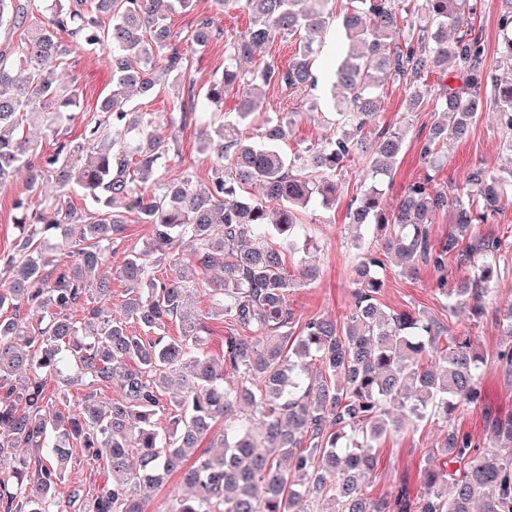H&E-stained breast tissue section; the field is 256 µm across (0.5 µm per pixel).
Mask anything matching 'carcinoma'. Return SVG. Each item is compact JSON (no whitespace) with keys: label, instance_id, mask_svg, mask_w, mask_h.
I'll return each instance as SVG.
<instances>
[{"label":"carcinoma","instance_id":"cac0c4a2","mask_svg":"<svg viewBox=\"0 0 512 512\" xmlns=\"http://www.w3.org/2000/svg\"><path fill=\"white\" fill-rule=\"evenodd\" d=\"M498 24L499 57L512 65V0ZM214 10H241L245 34L224 45V71L204 92L185 80V52L216 38L213 19L187 31L170 16L194 0H0V30L20 32L0 50V184L21 175L30 192L55 189L32 202L15 201L16 249L0 256V512H145L171 475L186 493L165 512H512V417L497 419V445L474 456L470 434L449 419L462 404L482 400L483 357L469 336L446 337L435 319L387 312L378 296V270L390 261L404 270L423 263L440 273L448 309L471 306L496 274L500 239L476 232L512 187L485 168L472 169L454 199L433 187L435 159L464 137L489 105L512 131V75L485 65L470 0H212ZM342 27L346 48L335 70L338 92L322 110L310 106L330 133L290 156L292 114L261 115L266 87L277 84L313 96L317 40ZM292 37L296 49L281 68L261 49ZM112 55V88L101 118L78 141L62 138L79 90L62 80L74 51ZM453 65L462 84L435 95L444 120L424 137V175L408 184L394 210L383 185L392 178L405 135L377 125L380 90L388 82L414 88L407 106L429 93L424 80ZM174 88L166 118L142 112L134 97L153 95L155 73ZM224 120L186 112L202 98ZM198 124L200 151L211 158L207 183L186 173L163 176L176 125ZM39 128L53 142L45 152L31 139ZM369 157L364 183L348 203V226L361 250L354 268L350 315L342 322L311 318L293 334L288 295L299 280L285 255L313 246L302 214L336 206L348 163ZM81 193L86 209L69 203ZM450 210L451 231L438 243L430 225ZM149 224L151 242L127 252L117 276L127 300L120 317L99 306L111 293L106 269L126 224ZM379 240L369 248L362 232ZM69 263L55 268L52 255ZM469 265L473 277L452 287L448 260ZM166 268L170 275L155 276ZM216 271L207 315L190 306ZM84 312V321L73 318ZM43 327L28 331L29 312ZM231 326L218 357L205 353L204 319ZM183 334L165 335L168 322ZM143 333L130 330L133 325ZM55 382L54 392L47 385ZM119 389L103 401L98 391ZM84 397L70 407L69 394ZM169 426H158L157 416ZM448 425L437 456L421 470L424 496L401 487L391 497L368 496L376 448L424 420ZM211 449L194 455L219 421ZM80 444L89 462L112 475L93 491L74 487L61 498ZM459 468L449 471L447 465Z\"/></svg>","mask_w":512,"mask_h":512}]
</instances>
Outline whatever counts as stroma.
I'll use <instances>...</instances> for the list:
<instances>
[{
  "label": "stroma",
  "instance_id": "stroma-1",
  "mask_svg": "<svg viewBox=\"0 0 512 512\" xmlns=\"http://www.w3.org/2000/svg\"><path fill=\"white\" fill-rule=\"evenodd\" d=\"M475 28L485 45L486 63L496 66L499 56L498 20L500 0H477ZM214 16L222 29V39L213 41L202 51L191 54L188 77L196 86H203L219 77L224 70V42L246 29L249 19L242 12L215 14L211 0H197L195 14H178L171 23L174 29H186L195 16ZM111 69L106 53L89 55L72 53L64 72L66 82L80 90V106L76 118L68 127L69 138H78L83 122L96 115V105L109 88ZM410 91L404 85L389 84L383 89L378 123L380 126L405 131L403 153L393 172L385 200L395 206L405 186L421 177L425 171L420 161V143L430 127L442 114L433 101L425 103L414 112L406 111L405 102ZM262 110L268 115L295 113L296 121L288 140L289 151L295 152L316 143L326 135V127L311 118L301 99L290 97L280 88H266ZM178 154L166 165L165 176L173 180L184 173H191L199 183H206L210 175V161L199 149L197 127L186 124L177 129ZM512 139V132L502 126L497 113L491 110L478 112L470 133L465 140L449 143L442 151L436 176L438 190L456 195L467 172L482 167L497 172L505 171L508 162L503 148ZM365 162H357L354 171L348 172L342 182L341 195L333 209L308 212L306 223L314 247L309 255L291 253L286 257L289 270H296L302 260H309L319 271L318 278L307 285L292 289L288 304L295 325L308 319L325 316L343 320L352 302V268L358 252L353 247L352 235L347 227V203L355 193L365 170ZM25 192L23 178L0 185V254L13 251L18 230L14 224L15 199ZM480 234L498 236L504 241L495 260L498 275L484 299L481 314L465 308L449 312L446 300L439 290L437 275L432 267L423 266L407 272L396 265H388L384 272V288L379 296L381 306L388 311H411L436 319L447 328L449 335L464 334L478 338V347L486 360L482 375L483 399L475 405H464L453 417L455 426L472 436L478 451H486L493 440L494 418L512 416V376H505L496 356L512 338L504 336L499 319L512 306V195H505L486 224L480 225ZM445 435L441 424L428 421L419 423L399 437L386 439L377 450V469L369 481L370 491L376 497L394 495L398 488L408 487L412 493L422 492L420 471L425 461L435 452Z\"/></svg>",
  "mask_w": 512,
  "mask_h": 512
}]
</instances>
